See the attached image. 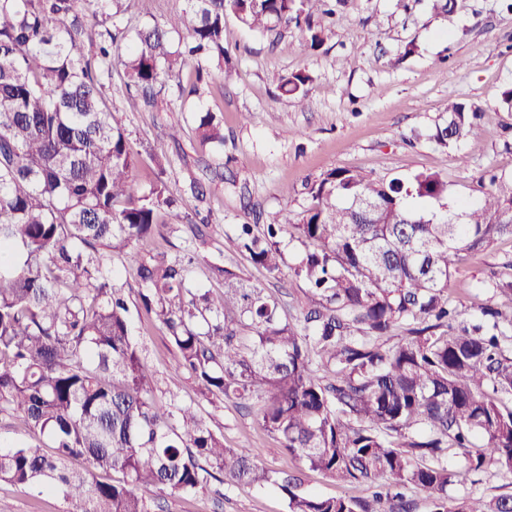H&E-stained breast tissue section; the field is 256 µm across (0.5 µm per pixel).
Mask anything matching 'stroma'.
Instances as JSON below:
<instances>
[{"instance_id":"stroma-1","label":"stroma","mask_w":512,"mask_h":512,"mask_svg":"<svg viewBox=\"0 0 512 512\" xmlns=\"http://www.w3.org/2000/svg\"><path fill=\"white\" fill-rule=\"evenodd\" d=\"M184 0H123L107 22H90L86 40H97L102 27L124 31L133 43L145 25L163 23L181 11ZM224 44L231 51L225 68H212L198 93L182 99L179 83H191L193 69L181 82H169L155 106H142L127 85L120 60H112L101 77L102 95L124 128L138 158L136 175L150 189L156 162L183 217L180 229L153 237L140 246L147 255L167 260L198 253L188 274L193 288L220 290L209 263L239 272L267 288L286 310L296 308L303 289L291 268L302 245L284 239L286 268L269 278L231 241L235 225L253 223L252 206L295 215L312 203L311 186L330 169H363L390 179L436 171L448 181V200L478 195V177L486 171L512 179V109L501 101L512 87V11L504 0H458L453 16L434 14L428 0L412 12L396 0H349L322 48L309 52L296 30L260 35L227 18ZM350 65H342V58ZM305 72L313 82L305 105L281 96L282 76ZM478 106L482 117L477 137L444 149L430 138L435 125L454 102ZM213 112L224 126V143L200 145L199 113ZM249 120H242V113ZM199 183L205 193L191 189ZM512 278V240L505 239L470 255L453 273L448 293L466 315H479L488 304L507 305V298L486 289L490 277ZM131 334L147 349L158 381L157 397L168 403L177 393L199 406L226 445L254 449L270 470L295 471L296 459L281 448L257 421V407L237 409L201 396L195 385L172 381L177 359L165 331L141 314H133ZM300 470V469H299ZM512 494V474L487 467L462 484L448 488L453 500ZM58 495H41L0 483V512H67ZM167 512H286L271 489L227 486L210 481L202 491L168 500Z\"/></svg>"}]
</instances>
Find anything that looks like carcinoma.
Segmentation results:
<instances>
[{
	"label": "carcinoma",
	"mask_w": 512,
	"mask_h": 512,
	"mask_svg": "<svg viewBox=\"0 0 512 512\" xmlns=\"http://www.w3.org/2000/svg\"><path fill=\"white\" fill-rule=\"evenodd\" d=\"M121 2L0 0V414L45 437L0 448V482L60 495L69 512H164L137 488L191 495L211 478L270 487L287 512H415L410 491L431 512H512V495L448 501V486L489 464L512 473V407L501 401L512 396L503 340L512 310L485 308L482 321L455 327L461 312L448 296L464 256L512 238V181L482 176L477 202L451 205L437 172L384 180L330 169L293 218L260 210L235 228L274 278L282 238L303 245L293 268L300 316L219 264L210 272L223 292L189 288L182 264L138 250L180 214L162 177L141 190L101 95L117 34L99 33V56L85 54L88 12ZM346 3L186 0L139 31L125 73L150 107L189 60L224 66L227 17L261 34L295 28L315 52ZM173 32L185 35L178 48ZM311 81L291 73L278 89L302 105ZM479 118L454 103L431 138L445 148L475 138ZM197 131L203 144H224L209 114ZM164 208L169 226L157 222ZM105 250L134 268L136 307L178 353L174 377L205 397L261 404L259 424L301 467L365 486L372 499L309 492L301 472L269 471L252 450L225 446L193 405L158 406L124 289L104 275ZM450 448L462 450V468L448 467ZM75 459L88 468L71 469Z\"/></svg>",
	"instance_id": "obj_1"
}]
</instances>
